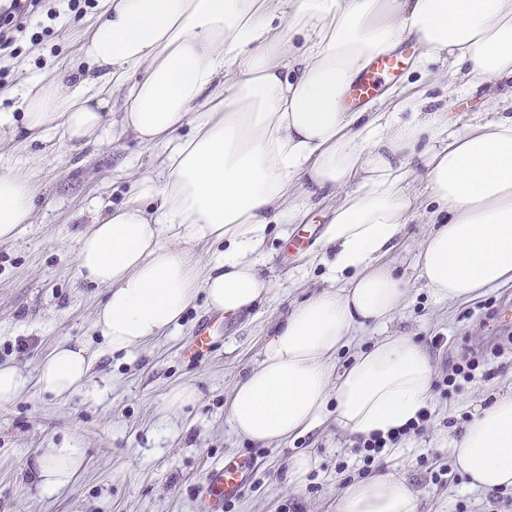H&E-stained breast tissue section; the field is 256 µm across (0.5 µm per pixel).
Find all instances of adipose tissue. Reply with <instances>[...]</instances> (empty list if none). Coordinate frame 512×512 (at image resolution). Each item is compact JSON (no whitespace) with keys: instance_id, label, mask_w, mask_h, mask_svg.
<instances>
[{"instance_id":"adipose-tissue-1","label":"adipose tissue","mask_w":512,"mask_h":512,"mask_svg":"<svg viewBox=\"0 0 512 512\" xmlns=\"http://www.w3.org/2000/svg\"><path fill=\"white\" fill-rule=\"evenodd\" d=\"M414 41L401 87L357 112L351 86L381 55ZM89 77L37 79L21 114L0 111V139L61 132L99 137L111 92L126 89L123 125L153 158L126 201L98 200L78 238V277L105 287L94 326L128 351L177 326L197 295L235 316L269 291L261 258L270 225L304 223L335 199L316 254L331 285L293 307L227 403L236 434L267 445L334 413L350 437L388 434L433 404V364L415 339L381 336L344 369L350 337L385 327L407 290L384 260L434 205L418 278L438 300L467 301L512 282V0H107L84 34ZM440 70L427 76L428 63ZM484 90L489 107L461 125L436 107ZM30 174H0V243L31 224ZM209 245L204 264L193 261ZM93 353L63 342L28 379L0 365V405L36 383L67 399L84 389ZM451 451L470 486L512 488V393L474 414ZM87 450L77 435L37 457L43 490L66 487ZM336 512H418L406 480L384 471L350 484Z\"/></svg>"}]
</instances>
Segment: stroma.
I'll return each mask as SVG.
<instances>
[{
    "mask_svg": "<svg viewBox=\"0 0 512 512\" xmlns=\"http://www.w3.org/2000/svg\"><path fill=\"white\" fill-rule=\"evenodd\" d=\"M106 0H41L14 35L13 52L0 53V110L19 109L28 81L62 71L84 76L83 31L104 14ZM127 108L115 92L114 117L99 144L46 141L0 144V173L32 168L36 209L32 224L13 242L0 243V364L35 375L59 342L97 345L93 322L105 289L78 278V232L99 199L123 202L135 176L151 160L121 126ZM330 203L313 209L305 224L273 229L262 261L270 291L246 314L221 318L211 328L213 348L199 359L183 354L209 310L197 296L177 327L130 352L103 353L84 390L67 401L30 385L0 406V512H200L208 471L229 458L250 456L242 493L224 512H336L346 485L390 470L407 480L418 512H512V489L470 488L453 463L450 444L474 413L512 392V285L456 303L435 300L418 280L414 256L429 227L408 225L389 259L408 294L387 325L389 334L420 340L435 363L434 407L424 434L409 436L395 455L365 463V449L333 420L289 443L269 447L233 431L224 404L235 384L256 365L275 325L290 308L327 286L320 263L303 264L289 243L304 231H323ZM478 360L471 380L451 378L452 366ZM192 383L194 405L161 421L158 409L173 386ZM87 449L83 469L66 488L44 492L29 463L65 436ZM310 452L317 465L301 487L288 483V463Z\"/></svg>",
    "mask_w": 512,
    "mask_h": 512,
    "instance_id": "stroma-1",
    "label": "stroma"
}]
</instances>
